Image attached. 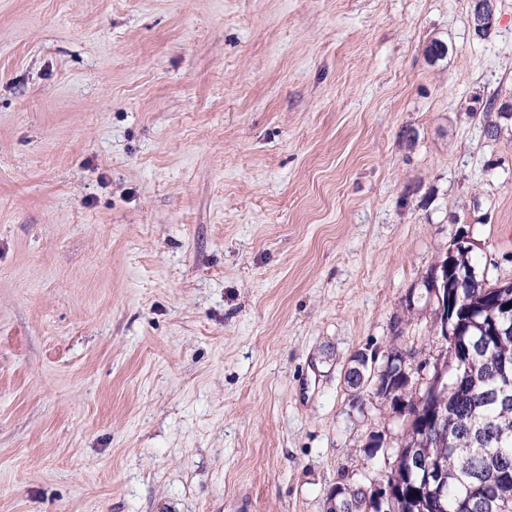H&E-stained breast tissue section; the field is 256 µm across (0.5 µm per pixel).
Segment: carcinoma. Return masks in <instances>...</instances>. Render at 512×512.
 <instances>
[{
    "label": "carcinoma",
    "mask_w": 512,
    "mask_h": 512,
    "mask_svg": "<svg viewBox=\"0 0 512 512\" xmlns=\"http://www.w3.org/2000/svg\"><path fill=\"white\" fill-rule=\"evenodd\" d=\"M471 253L457 248L439 261L450 276L471 275L443 300L448 330L462 329L470 346L445 344L444 362L459 371L449 377L447 391L408 408L414 419L390 477L397 512H460L458 503L471 490L470 512H499L512 504V282L480 287ZM374 384L375 393L393 405L404 395L392 367ZM440 404L448 412L443 425L435 419ZM411 456L435 461L440 481L421 483L409 475Z\"/></svg>",
    "instance_id": "carcinoma-1"
}]
</instances>
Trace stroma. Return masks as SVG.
<instances>
[{
    "label": "stroma",
    "instance_id": "1",
    "mask_svg": "<svg viewBox=\"0 0 512 512\" xmlns=\"http://www.w3.org/2000/svg\"><path fill=\"white\" fill-rule=\"evenodd\" d=\"M0 0V512H330L512 282V0ZM443 57L427 55L431 42ZM382 445L370 449L372 437ZM493 1L480 0L476 1L474 11H472V29L478 33H482L480 38L490 36V31L484 30L489 24L493 23ZM392 360L394 361V364L388 369L392 361L388 362L386 360L379 367L376 365L377 358L372 356L370 361V377L372 379L374 376H378L387 371L386 374H382L380 377L374 378L373 382L376 386L375 393L378 396L385 398V400H390L391 404L396 406L397 396L405 397V390L403 389V385H401L398 381V368L394 369V367L397 366V362L401 361V358L399 356H392ZM399 372L404 374L406 376L407 382L410 383L411 377L407 371L406 362L404 360H402L400 363Z\"/></svg>",
    "mask_w": 512,
    "mask_h": 512
}]
</instances>
